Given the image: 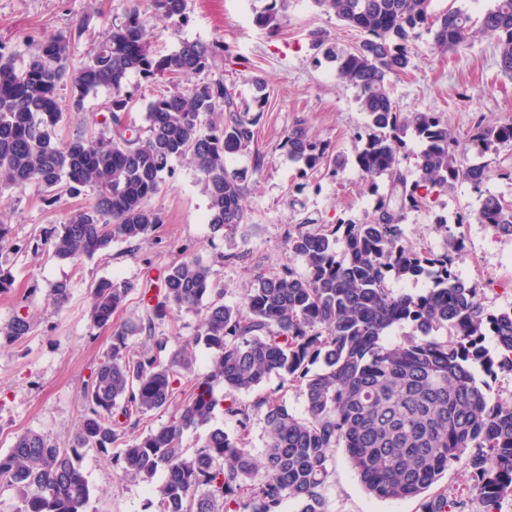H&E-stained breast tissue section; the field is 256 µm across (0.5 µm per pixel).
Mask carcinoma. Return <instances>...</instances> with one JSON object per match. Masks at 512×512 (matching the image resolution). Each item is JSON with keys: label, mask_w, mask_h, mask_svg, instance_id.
<instances>
[{"label": "carcinoma", "mask_w": 512, "mask_h": 512, "mask_svg": "<svg viewBox=\"0 0 512 512\" xmlns=\"http://www.w3.org/2000/svg\"><path fill=\"white\" fill-rule=\"evenodd\" d=\"M320 12L356 31L354 45L326 46L338 76L358 89L367 117L354 164L361 179L387 174L390 186L376 195L363 222L299 224L288 232L293 267L257 268L244 300L224 303L211 269L197 258L167 268L157 284L103 278L92 289L91 318L112 327L111 344L83 391V413L71 444L25 431L0 454V492H14L17 512H87L91 489L80 464L82 448L112 452L120 478L163 482L151 490L154 512H327L323 491L336 449H345L360 483L388 501L417 500L416 512H452L448 496L427 495L456 465L468 473V491L483 512H498L512 495V403L489 397L476 371L512 372V309L491 313L480 289L462 281L452 252L436 254L404 240V212L428 205L433 192L464 181L477 192L490 164H471L436 112H402L390 93L389 76L406 72L413 41L422 30L436 49L456 53L481 34L495 39L500 71L512 77V0H494L479 22L459 6L442 12L432 0H312ZM153 14L174 27L187 23L186 0H150ZM139 0L124 17L102 27L81 68L70 66L71 37L38 41L20 65L0 47V187L35 185L50 202L94 191L93 201L43 232L53 255L77 262L112 241L141 239L163 222L150 205L166 188L175 160H189L208 195L213 233L234 234L246 223V173L231 172L227 153L257 143L260 115L239 110L224 77L223 43L184 41L168 55L152 50ZM154 83L194 74L147 102L144 123L131 117L135 93L128 77ZM70 86L69 106L82 107L101 87L112 90L105 129L68 141L56 137L63 119L58 91ZM420 144L416 178L401 171L402 135ZM512 143V123L475 125L470 148L482 155ZM288 158L312 169L343 165L297 121L285 136ZM498 237L512 238V205L486 195L474 216ZM425 279L418 294L396 291L388 280ZM145 304L142 317L115 324L133 292ZM67 283L54 284L47 299L58 309L68 301ZM174 309L199 315L195 333L183 339L154 335L156 323ZM408 324L416 335L392 343V328ZM27 315L0 324V340L26 338ZM212 354L211 370L194 374L195 350ZM273 392L250 402L218 395L259 389L271 376ZM295 389L304 412L288 410L284 393ZM224 411L233 431L209 429L202 442L183 447L186 431L210 425ZM169 415L157 429L135 433L147 416ZM263 423L262 459L249 449L254 420Z\"/></svg>", "instance_id": "carcinoma-1"}]
</instances>
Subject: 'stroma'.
<instances>
[{"mask_svg":"<svg viewBox=\"0 0 512 512\" xmlns=\"http://www.w3.org/2000/svg\"><path fill=\"white\" fill-rule=\"evenodd\" d=\"M266 0H187L189 21L179 28L150 18L157 54L174 52L181 42H224L230 55L224 79L241 109L261 111L257 152L241 151L225 159L228 170L248 174L244 206L249 220L236 234L213 235L208 224V197L195 167L185 160L174 163L175 173L165 193L153 205L162 224L145 238L113 242L110 249L83 259L81 264L52 257L0 251V265L10 269L14 284L0 292V322L14 314L30 316L32 333L16 343H0V454L15 436L25 431L43 434L68 445L82 413V389L92 369L110 344L111 329L93 324L91 290L103 278L143 282L156 278L165 267L185 257L200 259L211 269L212 280L224 286L225 302H241L250 286L255 265L277 268L289 263L286 236L302 223L337 224L347 219L367 220L373 198L352 161L360 146L357 133L366 123L358 91L338 77L336 64L326 58L311 34L326 32L330 42L346 48L355 42L354 31L335 17L319 12L311 0H288L277 30L259 26L254 18ZM131 0H0V45L28 58L27 35L49 38L73 34L71 62L87 59L98 32L97 18L123 17ZM91 17L82 35L74 30ZM415 66L391 81V95L405 112H437L447 120L460 141H467L478 120L512 121V78L498 67L494 43L475 38L452 55L436 52L429 34L415 42ZM110 89L90 93L80 111L67 112L57 128L61 140L103 129ZM305 120L310 135L326 143L333 155L346 159L337 177L324 166L312 169L289 160L284 136L298 120ZM262 167H255V153ZM476 160L475 151H468ZM496 174L482 191L461 183L447 194L433 195L428 208L406 212L401 227L408 242L440 253L452 240L463 243L455 253V268L468 283L477 285L482 302L491 311L512 308V239L495 237L472 215L482 194L512 205V145L481 156ZM92 191L62 196L48 204L43 191H0V221L10 224L12 237L24 243L39 231L63 223L67 215L86 206ZM235 262H225V255ZM64 281L70 296L55 308L46 294ZM81 466L92 491L88 512H151L152 482L117 477L109 454L93 448L82 451ZM328 512H415V500L384 501L361 485L346 454L337 449L332 475L323 491Z\"/></svg>","mask_w":512,"mask_h":512,"instance_id":"stroma-1","label":"stroma"}]
</instances>
